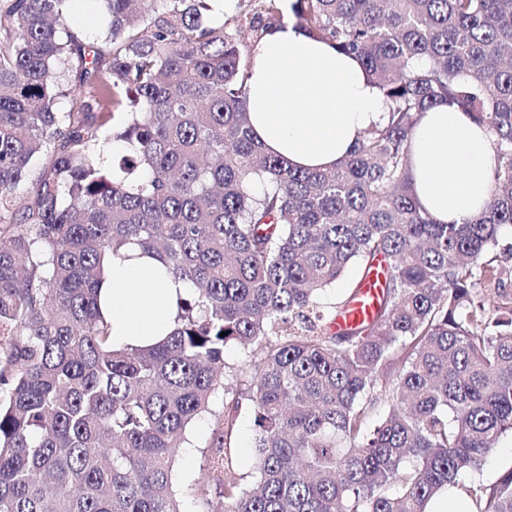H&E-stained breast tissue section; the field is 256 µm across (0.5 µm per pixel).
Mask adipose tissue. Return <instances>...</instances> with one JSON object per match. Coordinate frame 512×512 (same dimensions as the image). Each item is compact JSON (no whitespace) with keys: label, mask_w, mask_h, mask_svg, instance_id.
I'll use <instances>...</instances> for the list:
<instances>
[{"label":"adipose tissue","mask_w":512,"mask_h":512,"mask_svg":"<svg viewBox=\"0 0 512 512\" xmlns=\"http://www.w3.org/2000/svg\"><path fill=\"white\" fill-rule=\"evenodd\" d=\"M248 109L259 141L286 165L327 169L381 122L387 105L355 56L289 20L252 48ZM491 155L489 133L466 113L446 105L422 113L411 138L410 173L433 221L464 224L485 210ZM188 291L136 247L109 256L100 309L113 346L161 341L174 328L177 297Z\"/></svg>","instance_id":"1"}]
</instances>
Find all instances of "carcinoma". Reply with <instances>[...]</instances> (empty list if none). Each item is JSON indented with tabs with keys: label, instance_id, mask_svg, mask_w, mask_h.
<instances>
[{
	"label": "carcinoma",
	"instance_id": "carcinoma-1",
	"mask_svg": "<svg viewBox=\"0 0 512 512\" xmlns=\"http://www.w3.org/2000/svg\"><path fill=\"white\" fill-rule=\"evenodd\" d=\"M73 2L0 0V512H181L173 449L220 387L193 488L209 512H427L450 485L512 512V468L461 480L512 434V0H236L218 26L210 0H102L99 45L67 26ZM287 9L387 104L334 169L285 166L250 124L252 44ZM441 103L492 136L466 224L414 196L413 128ZM108 124L118 157L94 150ZM129 245L190 287L174 330L134 350L98 307L104 258ZM381 262L373 320L334 327ZM228 345L248 360L225 386ZM244 399L258 484L214 504Z\"/></svg>",
	"mask_w": 512,
	"mask_h": 512
}]
</instances>
